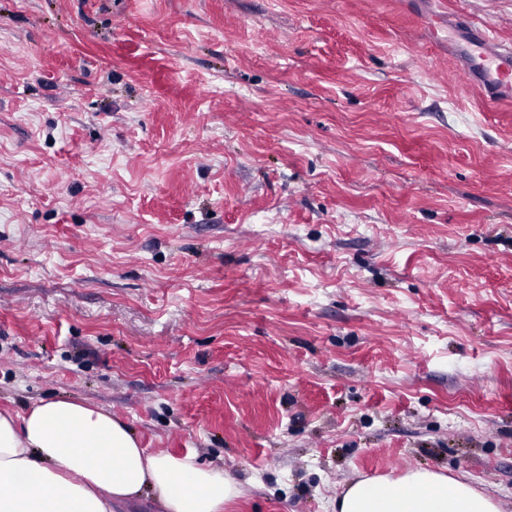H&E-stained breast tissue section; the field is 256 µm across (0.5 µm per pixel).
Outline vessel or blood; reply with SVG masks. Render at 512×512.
I'll return each mask as SVG.
<instances>
[{
    "instance_id": "1",
    "label": "vessel or blood",
    "mask_w": 512,
    "mask_h": 512,
    "mask_svg": "<svg viewBox=\"0 0 512 512\" xmlns=\"http://www.w3.org/2000/svg\"><path fill=\"white\" fill-rule=\"evenodd\" d=\"M449 54L456 72L483 95L487 104L512 103V46L500 42L487 26L452 16Z\"/></svg>"
}]
</instances>
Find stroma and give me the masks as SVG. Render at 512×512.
<instances>
[{
    "mask_svg": "<svg viewBox=\"0 0 512 512\" xmlns=\"http://www.w3.org/2000/svg\"><path fill=\"white\" fill-rule=\"evenodd\" d=\"M0 0V409L106 408L226 512L466 477L512 512V104L441 14Z\"/></svg>",
    "mask_w": 512,
    "mask_h": 512,
    "instance_id": "stroma-1",
    "label": "stroma"
}]
</instances>
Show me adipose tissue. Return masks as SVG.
<instances>
[{"label":"adipose tissue","instance_id":"ef3b65f1","mask_svg":"<svg viewBox=\"0 0 512 512\" xmlns=\"http://www.w3.org/2000/svg\"><path fill=\"white\" fill-rule=\"evenodd\" d=\"M146 492L162 512H224L240 495L223 469L142 448L126 423L96 405L57 398L0 412V512H112ZM336 512L504 510L468 481L415 470L352 483Z\"/></svg>","mask_w":512,"mask_h":512}]
</instances>
